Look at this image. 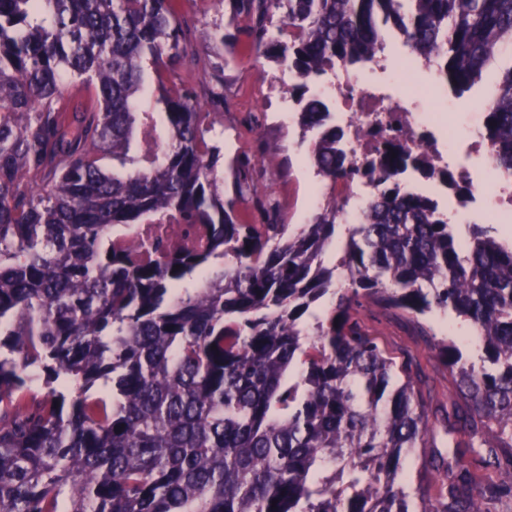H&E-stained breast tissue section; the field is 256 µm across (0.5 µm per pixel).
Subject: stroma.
<instances>
[{
    "label": "stroma",
    "mask_w": 512,
    "mask_h": 512,
    "mask_svg": "<svg viewBox=\"0 0 512 512\" xmlns=\"http://www.w3.org/2000/svg\"><path fill=\"white\" fill-rule=\"evenodd\" d=\"M179 14L194 20L199 65L188 80L197 88L200 99H207L216 76L224 78V142L221 167L224 171V200L234 206L240 223L263 224L268 206H275L279 223L298 228L309 223L318 211L315 203L324 182L309 159V146L302 141L297 116L288 112L289 76L274 63L249 54L245 50V31L249 20L235 12L232 0H178ZM223 24L224 39L215 41L212 29ZM406 50L400 41L391 40L383 53L387 61L384 81L400 89L437 81L434 70L402 68ZM501 57L489 66L481 82L462 96L445 95L444 107L452 122L468 131L472 117L482 98L492 95L502 67L511 62ZM254 164L269 187L268 194L248 201H238L235 182L238 169ZM354 316L362 328L374 336L397 362L410 363L415 388L430 403V421L436 434V449H416L408 462L411 474L425 470V462L433 451L447 452L449 441L467 443L465 432L454 437L444 433V418L451 409L453 376L441 359L437 343L450 336L477 354L480 342L469 333L463 319L436 312L416 320L401 309H381L362 304Z\"/></svg>",
    "instance_id": "obj_1"
}]
</instances>
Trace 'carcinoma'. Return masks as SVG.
<instances>
[{
	"instance_id": "cac0c4a2",
	"label": "carcinoma",
	"mask_w": 512,
	"mask_h": 512,
	"mask_svg": "<svg viewBox=\"0 0 512 512\" xmlns=\"http://www.w3.org/2000/svg\"><path fill=\"white\" fill-rule=\"evenodd\" d=\"M175 2L0 0V512H484L512 490V243L485 224L461 243L400 176L454 178L459 201L470 182L399 138L348 160L312 87L374 64L393 31L462 92L512 48V0H233L248 52L288 68L316 174L375 189L337 263L336 207L291 231L224 206V113L166 87L197 63ZM482 128L512 173V63ZM264 189L240 170L238 197ZM166 213L206 244L118 232ZM362 299L472 326L478 360L440 342L445 433H468L497 488L454 452L427 466L438 499L411 494L428 404L353 317Z\"/></svg>"
}]
</instances>
